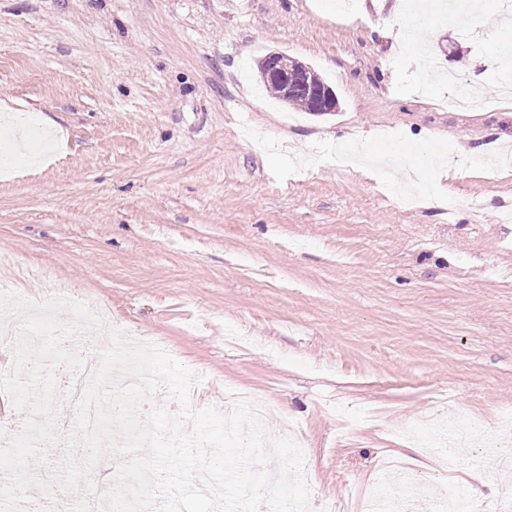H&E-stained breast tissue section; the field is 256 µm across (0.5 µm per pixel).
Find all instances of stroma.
Masks as SVG:
<instances>
[{
	"instance_id": "stroma-1",
	"label": "stroma",
	"mask_w": 512,
	"mask_h": 512,
	"mask_svg": "<svg viewBox=\"0 0 512 512\" xmlns=\"http://www.w3.org/2000/svg\"><path fill=\"white\" fill-rule=\"evenodd\" d=\"M479 2L0 0V280L68 283L160 338L204 377L194 408L228 386L276 404L269 430L306 434L311 512H355L387 456L497 500L490 445L451 469L425 445L454 413L512 412V32ZM409 25L421 51L382 35ZM272 49L338 110L263 90ZM461 82L482 109L449 107ZM309 68L310 74L313 75L316 80L325 83L314 69ZM324 83L314 85L311 81L305 80V83L302 84V87H306V93L312 107V112H318V114L336 112L338 109V100L334 90Z\"/></svg>"
}]
</instances>
